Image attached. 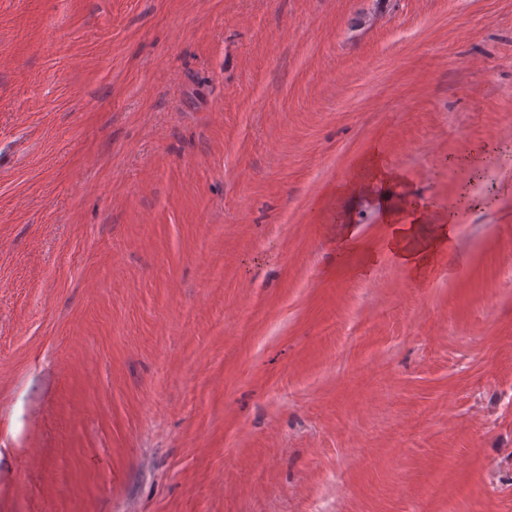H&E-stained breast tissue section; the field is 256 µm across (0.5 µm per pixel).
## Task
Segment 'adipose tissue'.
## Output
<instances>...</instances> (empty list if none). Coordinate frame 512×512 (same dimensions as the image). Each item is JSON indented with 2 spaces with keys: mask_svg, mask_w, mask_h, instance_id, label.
Listing matches in <instances>:
<instances>
[{
  "mask_svg": "<svg viewBox=\"0 0 512 512\" xmlns=\"http://www.w3.org/2000/svg\"><path fill=\"white\" fill-rule=\"evenodd\" d=\"M389 226V246L415 276H423L436 255L448 249L455 231L454 218L414 203L407 208H384Z\"/></svg>",
  "mask_w": 512,
  "mask_h": 512,
  "instance_id": "ef3b65f1",
  "label": "adipose tissue"
}]
</instances>
